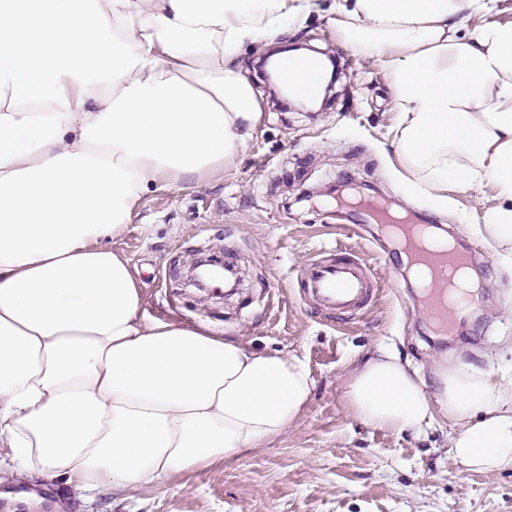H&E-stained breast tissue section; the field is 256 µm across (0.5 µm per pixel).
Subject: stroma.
<instances>
[{
    "label": "stroma",
    "mask_w": 512,
    "mask_h": 512,
    "mask_svg": "<svg viewBox=\"0 0 512 512\" xmlns=\"http://www.w3.org/2000/svg\"><path fill=\"white\" fill-rule=\"evenodd\" d=\"M288 42L329 52L340 77L320 112L277 104L258 58L245 45L240 65L258 93L262 116L235 167L176 187L158 185L140 200L113 251L128 260L142 314L237 336L251 347L295 354L314 378L302 416L265 446L123 494L52 482L53 512H512V471L460 465L448 448L453 425L434 409L418 433L361 422L345 394L351 371L378 346L432 381L458 361L512 370V262L497 257L482 231L495 202L489 187L449 189L453 207L428 199L391 171L398 109L386 72L338 38L332 0H314ZM369 184L401 211L425 214L475 249L482 288L454 335L431 331L428 312L382 226L338 208L329 187ZM351 250L380 288L355 317L317 308L299 285L307 259ZM237 264L240 288L222 296L186 285L195 258Z\"/></svg>",
    "instance_id": "stroma-1"
}]
</instances>
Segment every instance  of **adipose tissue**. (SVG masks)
<instances>
[{"label":"adipose tissue","instance_id":"adipose-tissue-1","mask_svg":"<svg viewBox=\"0 0 512 512\" xmlns=\"http://www.w3.org/2000/svg\"><path fill=\"white\" fill-rule=\"evenodd\" d=\"M496 0H334L336 34L389 77L400 178L440 206L489 185L512 259V24ZM313 0H0V447L30 480L132 492L258 448L295 422L299 356L140 314L110 246L142 195L235 166L261 107L238 59ZM364 424L420 431L440 405L462 465L512 470V373L458 362L427 386L398 353L356 367ZM464 17L461 35L472 30L475 26L488 21L498 23H512V0H498L496 8L487 15H472L468 12L462 15Z\"/></svg>","mask_w":512,"mask_h":512}]
</instances>
